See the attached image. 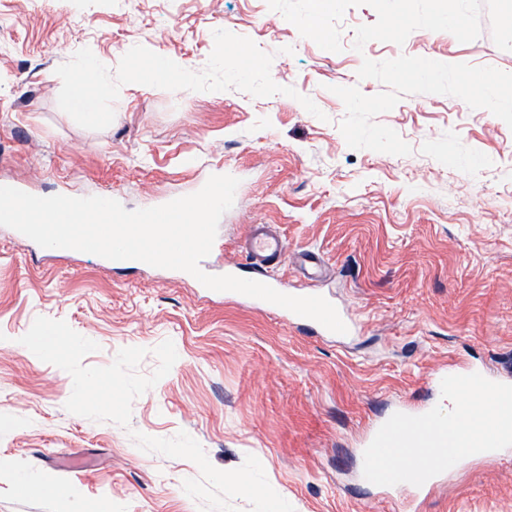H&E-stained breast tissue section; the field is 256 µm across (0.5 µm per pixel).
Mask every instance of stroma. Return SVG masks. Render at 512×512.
Wrapping results in <instances>:
<instances>
[{
	"label": "stroma",
	"mask_w": 512,
	"mask_h": 512,
	"mask_svg": "<svg viewBox=\"0 0 512 512\" xmlns=\"http://www.w3.org/2000/svg\"><path fill=\"white\" fill-rule=\"evenodd\" d=\"M310 0H0V185L45 197L108 195L132 209L190 195L216 170L239 179L209 260L245 262L248 225L334 268L320 287L359 326L344 341L202 293L181 272H117L0 226V512H199L182 458L131 431H186L220 470L262 463L295 512H512V449L463 462L424 491L363 482L360 451L395 408L419 413L432 378L483 364L512 382V112L463 107L465 75L512 93V0H342L306 29ZM459 26L432 30L435 15ZM224 29L274 56L296 97L122 86L110 126L58 106L56 74L80 49L116 70L133 46L204 70ZM443 69L428 79L416 65ZM311 98L320 116L299 96ZM65 321L110 365L172 340L170 372L135 399L129 427L72 414V378L19 339ZM33 479L23 494L16 476Z\"/></svg>",
	"instance_id": "stroma-1"
}]
</instances>
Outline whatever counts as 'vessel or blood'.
<instances>
[{"label":"vessel or blood","mask_w":512,"mask_h":512,"mask_svg":"<svg viewBox=\"0 0 512 512\" xmlns=\"http://www.w3.org/2000/svg\"><path fill=\"white\" fill-rule=\"evenodd\" d=\"M246 251L249 257L247 264H228L224 267L225 274L256 280L281 289L279 279L269 273L272 265L285 260L287 249L282 236L270 232L265 225H249L245 235ZM300 268L309 279H319L323 274L324 262L321 255L313 250L301 251L298 255Z\"/></svg>","instance_id":"1"}]
</instances>
